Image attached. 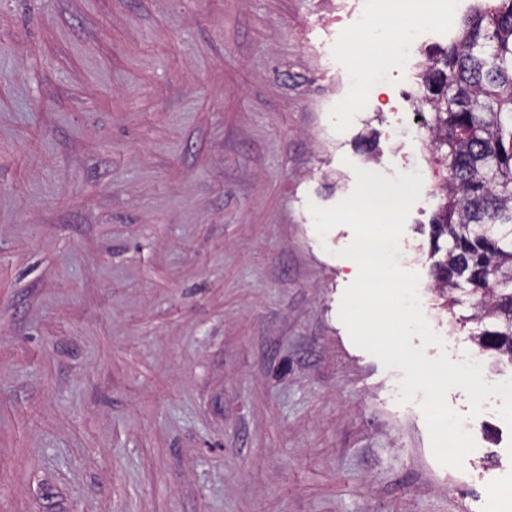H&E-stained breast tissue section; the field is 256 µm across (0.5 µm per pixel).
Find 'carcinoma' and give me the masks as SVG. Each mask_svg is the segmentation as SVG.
Instances as JSON below:
<instances>
[{
    "label": "carcinoma",
    "mask_w": 512,
    "mask_h": 512,
    "mask_svg": "<svg viewBox=\"0 0 512 512\" xmlns=\"http://www.w3.org/2000/svg\"><path fill=\"white\" fill-rule=\"evenodd\" d=\"M423 84L446 170L431 224L434 240L448 239L436 286L469 285L474 319L492 320L478 346L512 361V0L493 14L475 7L460 39L429 55Z\"/></svg>",
    "instance_id": "1"
}]
</instances>
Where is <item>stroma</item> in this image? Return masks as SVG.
I'll return each instance as SVG.
<instances>
[{"label":"stroma","instance_id":"stroma-1","mask_svg":"<svg viewBox=\"0 0 512 512\" xmlns=\"http://www.w3.org/2000/svg\"><path fill=\"white\" fill-rule=\"evenodd\" d=\"M322 0H0V512H500L501 398L438 463L401 370L339 318L353 167L423 172L399 240L447 352L473 298L432 284L422 81L335 48ZM362 98L330 110L335 74Z\"/></svg>","mask_w":512,"mask_h":512}]
</instances>
